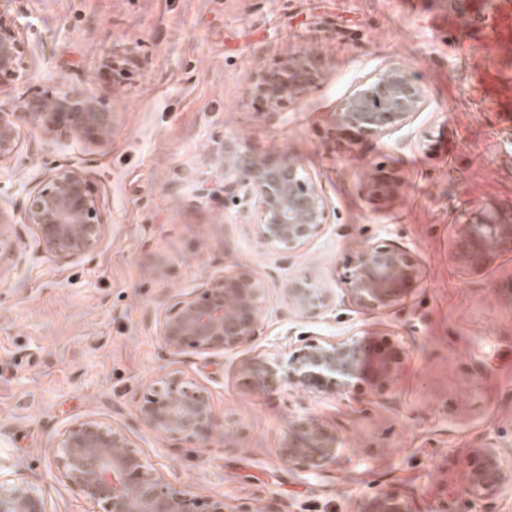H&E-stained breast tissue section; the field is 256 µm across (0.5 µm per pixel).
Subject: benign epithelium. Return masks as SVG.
<instances>
[{"mask_svg": "<svg viewBox=\"0 0 512 512\" xmlns=\"http://www.w3.org/2000/svg\"><path fill=\"white\" fill-rule=\"evenodd\" d=\"M21 24L0 6V88L24 75L27 45ZM310 60L299 56L265 73L256 85L274 108L293 97L310 75ZM424 99L422 87L400 67H392L346 97L334 115L333 127L358 139L383 136L407 125ZM47 137L68 136L106 145L112 140V115L95 98L69 87L22 95L17 103L0 107V168L19 151L23 126ZM224 165V205L238 213L255 214L257 236L274 252L287 257L301 250L323 230L327 203L311 176L292 156H242L233 138L224 139L217 154ZM401 187L395 174L377 178L375 194L394 198ZM23 224L32 233L30 248L62 263L93 251L105 234L96 193L85 169L77 163L49 169L27 195ZM512 252V221L492 204L471 211L458 225L451 256L463 268H477L496 254ZM418 276L408 252L375 245L345 265L344 284L353 304L361 309L387 308L399 301ZM269 277L246 267L219 275L203 289L175 299L160 324L164 356L234 350L261 335L259 314L269 293ZM288 302L302 316L328 306V295L307 280H293L285 288ZM403 361L395 347H379L364 337L311 340L288 361L286 381L313 389L345 394L361 381L385 389ZM244 369L270 382L277 379L275 364L254 358ZM136 411L154 431L185 440H203L216 427L210 393L180 370L152 380L141 394ZM307 446L286 448L282 458L293 465L316 469L336 451L335 437L307 419L293 424ZM51 454L60 478L103 512H226L224 500L203 497L166 482L153 472L129 435L97 419L79 420L61 433ZM505 478L496 453L482 449L470 463L465 492L480 500L498 491ZM377 512H409L408 503L382 493ZM0 512H50L47 500L19 469L0 467Z\"/></svg>", "mask_w": 512, "mask_h": 512, "instance_id": "benign-epithelium-1", "label": "benign epithelium"}]
</instances>
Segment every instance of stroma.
<instances>
[{"mask_svg":"<svg viewBox=\"0 0 512 512\" xmlns=\"http://www.w3.org/2000/svg\"><path fill=\"white\" fill-rule=\"evenodd\" d=\"M495 0H11L27 17V81L0 89L77 88L112 114L109 145L48 139L29 126L0 171V462L21 467L55 512H94L55 468L50 448L71 422L125 427L155 473L229 512H374L395 493L410 512H512V254L468 272L452 260L455 224L475 205L512 210V47L482 18ZM139 63L107 68L115 54ZM308 55L294 97L256 98L259 75ZM400 66L425 91L408 125L354 143L332 130L339 104ZM248 156L296 158L328 204L321 236L289 259L260 243L254 216L224 207L216 156L226 135ZM81 164L107 220L97 248L67 264H17L30 242L26 194L48 169ZM402 179L397 199L371 203L378 169ZM208 177L200 198L180 182ZM408 251L415 286L389 308L349 300L345 264L370 245ZM276 272L250 346L171 366L207 388L217 426L204 440L158 434L137 417L146 385L167 366L159 334L175 295L240 267ZM324 288L315 319L287 302L291 279ZM366 337L404 352L392 385L346 395L245 374L258 357L287 361L299 334ZM300 417L337 440L309 470L281 452L303 445ZM495 449L506 477L492 496L464 493L469 457Z\"/></svg>","mask_w":512,"mask_h":512,"instance_id":"35a3bbf8","label":"stroma"}]
</instances>
